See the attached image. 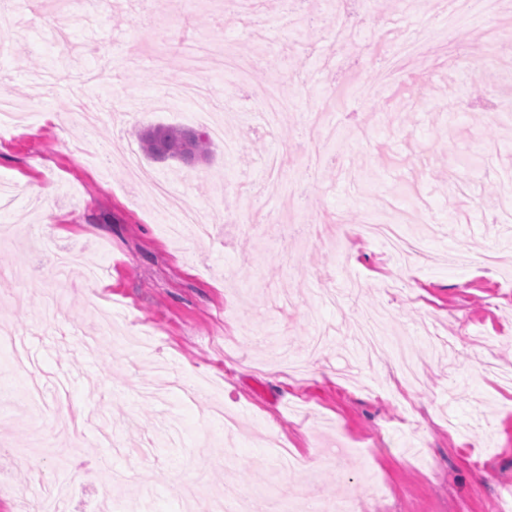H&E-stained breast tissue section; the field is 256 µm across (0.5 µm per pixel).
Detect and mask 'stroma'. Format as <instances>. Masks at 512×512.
Masks as SVG:
<instances>
[{
    "label": "stroma",
    "instance_id": "stroma-1",
    "mask_svg": "<svg viewBox=\"0 0 512 512\" xmlns=\"http://www.w3.org/2000/svg\"><path fill=\"white\" fill-rule=\"evenodd\" d=\"M53 0H19L1 37L0 76L29 105L36 74L52 95L0 136V323L26 336L53 400L60 373L70 389L61 414H91L72 433L54 414L17 410L24 381L0 347V448H29L0 473V512L58 484L69 512H200L226 486L300 502L364 498L369 512H512V215L502 208L512 175V93L489 83L482 117L462 109L461 58L512 64V0L480 29L405 58L395 76L372 72V48L440 23L433 0H360L363 22L339 26L336 0H313L304 28L268 0H155L163 27H140L139 0H96L52 28ZM345 29L348 50L336 32ZM208 55L203 81L224 124L209 161L188 167L138 152L156 124L201 129L200 100L170 107L167 87L186 82V59ZM254 60L249 86L230 79ZM273 84L287 101L274 128L253 114V89ZM109 105L104 121L47 120L76 95ZM335 138L299 135L319 113ZM233 142L234 154L224 152ZM201 208L209 234L174 243L167 217L131 192L111 145ZM280 154L283 190H265L267 156ZM396 199L422 256L406 266L384 240L356 238L376 199ZM54 224L49 252L40 227ZM304 224L325 243L308 242ZM385 312V336L402 347L364 353L354 331ZM119 331L84 353L80 335ZM236 414L232 456L216 404ZM276 431L305 471L282 469L266 441ZM384 497L368 496L371 484Z\"/></svg>",
    "mask_w": 512,
    "mask_h": 512
}]
</instances>
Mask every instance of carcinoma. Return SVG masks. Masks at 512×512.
I'll list each match as a JSON object with an SVG mask.
<instances>
[{"mask_svg": "<svg viewBox=\"0 0 512 512\" xmlns=\"http://www.w3.org/2000/svg\"><path fill=\"white\" fill-rule=\"evenodd\" d=\"M212 139L203 131L172 126L151 125L139 133V147L155 161L176 160L192 166L210 159Z\"/></svg>", "mask_w": 512, "mask_h": 512, "instance_id": "1", "label": "carcinoma"}]
</instances>
